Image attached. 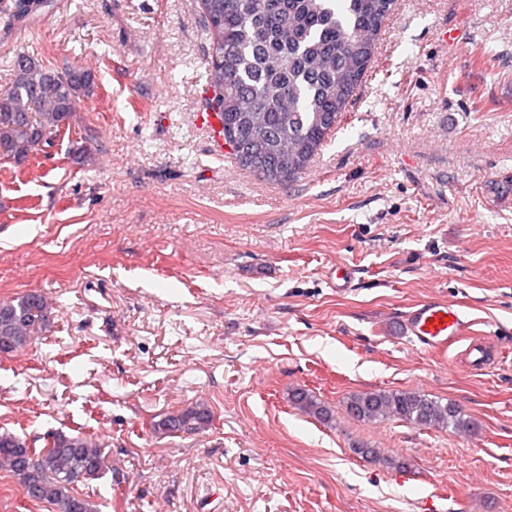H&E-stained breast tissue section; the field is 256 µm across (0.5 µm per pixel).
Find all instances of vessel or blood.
Instances as JSON below:
<instances>
[{
    "label": "vessel or blood",
    "mask_w": 512,
    "mask_h": 512,
    "mask_svg": "<svg viewBox=\"0 0 512 512\" xmlns=\"http://www.w3.org/2000/svg\"><path fill=\"white\" fill-rule=\"evenodd\" d=\"M195 121L210 134L211 152L224 153V130L216 115L197 112ZM404 327L424 349L444 352L459 342H467L465 363L469 368L488 366L490 342L486 337L473 335L469 323L456 304L447 301H426L415 305L406 314Z\"/></svg>",
    "instance_id": "vessel-or-blood-1"
}]
</instances>
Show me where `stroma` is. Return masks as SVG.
<instances>
[{
    "instance_id": "1",
    "label": "stroma",
    "mask_w": 512,
    "mask_h": 512,
    "mask_svg": "<svg viewBox=\"0 0 512 512\" xmlns=\"http://www.w3.org/2000/svg\"><path fill=\"white\" fill-rule=\"evenodd\" d=\"M208 47L198 0H47L0 22V89L22 52L97 77L49 153L0 161V300L54 305L50 332L0 356V430L93 433L112 453L99 512H512V0H397L285 186L210 155ZM431 298L489 337L491 366L412 344L403 317ZM375 389L451 400L479 429L350 419ZM195 402L208 430L152 432ZM290 400L301 412L316 418L322 423L328 424L334 421L332 411L306 389L297 388L293 390Z\"/></svg>"
}]
</instances>
